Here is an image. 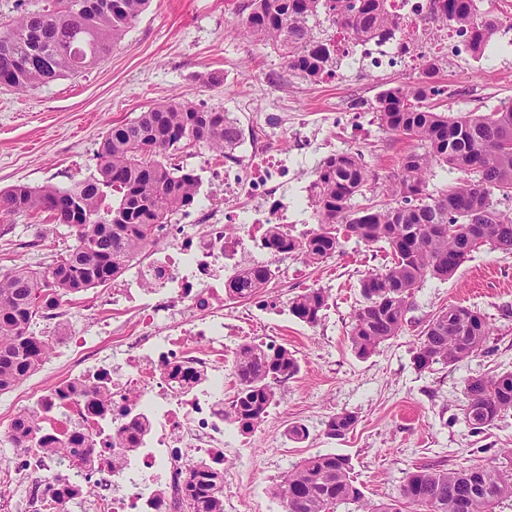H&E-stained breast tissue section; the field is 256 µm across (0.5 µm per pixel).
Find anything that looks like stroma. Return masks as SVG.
<instances>
[{
	"label": "stroma",
	"mask_w": 512,
	"mask_h": 512,
	"mask_svg": "<svg viewBox=\"0 0 512 512\" xmlns=\"http://www.w3.org/2000/svg\"><path fill=\"white\" fill-rule=\"evenodd\" d=\"M246 2L152 0L98 66L28 92L0 87V190L16 184L66 188L85 179L96 168L108 129L161 100L235 112L246 122L285 97L294 110L308 113L339 112L355 99L364 103V127L337 128L336 141L358 153L372 172L366 199L385 200L387 185L414 145L386 132L373 106L383 90L406 85L405 76L346 67L337 78L306 80L278 52L239 33L236 22ZM210 72L218 83L203 84L202 75ZM435 81L449 88L440 105L453 115L512 105V67L465 58L440 67ZM74 242V228L42 216L0 219V268L46 266ZM387 261L384 251L349 240L320 264L289 261L275 285L255 298L225 300L226 322L253 321L255 341L288 346L301 369L278 384L264 422L227 449L234 474L224 483V512H282L273 488L316 453L349 457L354 476L375 502L399 500L407 471L419 464L512 469V456L504 454L512 449V413L478 435L463 420L466 380L512 370V253L481 248L448 280L424 283L404 331L362 359L348 340L359 282ZM306 288L332 294L315 327L287 310L289 299ZM451 304L477 310L493 324L489 351L454 367L418 370L412 353L417 332ZM337 412L352 413L357 424L345 437L331 439L325 423ZM295 424L307 428L305 440H288Z\"/></svg>",
	"instance_id": "obj_1"
}]
</instances>
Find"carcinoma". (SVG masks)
<instances>
[{
  "mask_svg": "<svg viewBox=\"0 0 512 512\" xmlns=\"http://www.w3.org/2000/svg\"><path fill=\"white\" fill-rule=\"evenodd\" d=\"M388 0H248L237 27L246 37L278 51L288 67L318 81L336 65V41L321 36V20L355 38L399 28ZM149 6V0H42L0 25V86L30 91L103 62ZM445 16L471 29L476 58L497 32L501 19L481 11L474 0H430L426 17ZM436 67L428 63L419 79L388 88L374 107L387 131L415 142L389 185L393 202L355 205L372 174L353 152L336 155L314 183L317 228L295 237L271 226L267 248L294 252L318 264L341 248L339 234L391 254V265L360 281L361 300L351 317L349 341L355 354L370 356L403 332L417 288L429 279L453 276L484 246L512 253V212L495 206L512 199V107L456 116L437 110L429 91ZM239 128L221 110L166 99L138 117L112 126L96 152V172L60 189L15 185L0 191V216L45 215L55 224L79 216L76 243L43 269L0 268V394L24 383L50 356L52 343L32 326L63 301L122 275L155 243V227L195 203L197 177L171 163L187 146L204 144L222 154L236 145ZM466 174L429 192L437 166ZM115 200L107 202L108 196ZM269 270L245 264L225 285L233 299H249L268 286ZM326 288H307L288 302V311L310 327L329 307ZM491 327L480 313L450 304L418 333L413 362L420 371L454 366L483 351ZM299 360L284 345L246 342L235 353L237 388L224 420L244 434L264 420L276 402L275 385L294 377ZM464 421L482 433L512 412V371L469 378L464 385ZM357 419L330 416L325 433L342 438ZM35 421L26 413L14 424L12 448L28 447ZM186 494L195 512H224V479L189 470ZM283 512H494L512 498V472L483 465L445 469L417 465L406 472L401 506L372 503L351 475L343 455L317 453L288 470L276 488Z\"/></svg>",
  "mask_w": 512,
  "mask_h": 512,
  "instance_id": "cac0c4a2",
  "label": "carcinoma"
}]
</instances>
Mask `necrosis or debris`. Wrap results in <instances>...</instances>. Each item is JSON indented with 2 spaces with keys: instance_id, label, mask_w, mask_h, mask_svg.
Segmentation results:
<instances>
[{
  "instance_id": "1",
  "label": "necrosis or debris",
  "mask_w": 512,
  "mask_h": 512,
  "mask_svg": "<svg viewBox=\"0 0 512 512\" xmlns=\"http://www.w3.org/2000/svg\"><path fill=\"white\" fill-rule=\"evenodd\" d=\"M426 3L388 0L409 38H342L340 56L411 79L423 57L450 65L471 54L455 24L421 23ZM336 119L277 100L258 134L209 169L204 205L158 226L157 245L103 297L95 336L70 329L47 361L56 382L28 392L33 446L16 456L17 483L0 489V507L41 512L57 492L86 512H179L189 469L223 474L224 336L240 331L224 322V277L246 259L271 267L285 260L263 237L270 225H296L297 160L333 149L325 132ZM280 130L290 142L283 150L271 144ZM75 443L87 451L84 463L60 466L55 449Z\"/></svg>"
}]
</instances>
